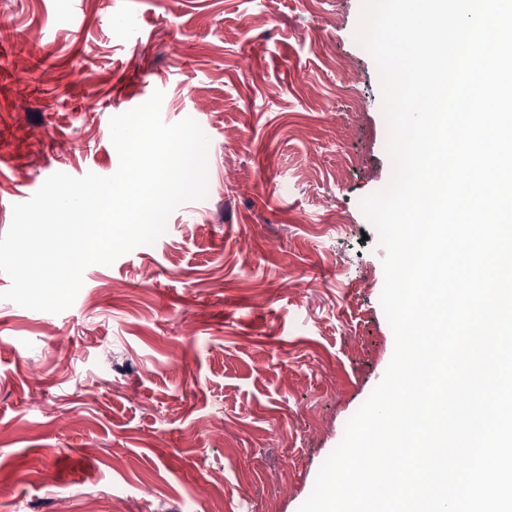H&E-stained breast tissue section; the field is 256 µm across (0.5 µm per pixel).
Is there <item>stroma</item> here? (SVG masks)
<instances>
[{
  "label": "stroma",
  "mask_w": 512,
  "mask_h": 512,
  "mask_svg": "<svg viewBox=\"0 0 512 512\" xmlns=\"http://www.w3.org/2000/svg\"><path fill=\"white\" fill-rule=\"evenodd\" d=\"M362 6L0 9V233L52 174H114L109 121L155 91L209 140L206 198L154 244L87 267L61 313L0 300V512H298L394 351L360 208L393 171Z\"/></svg>",
  "instance_id": "obj_1"
}]
</instances>
